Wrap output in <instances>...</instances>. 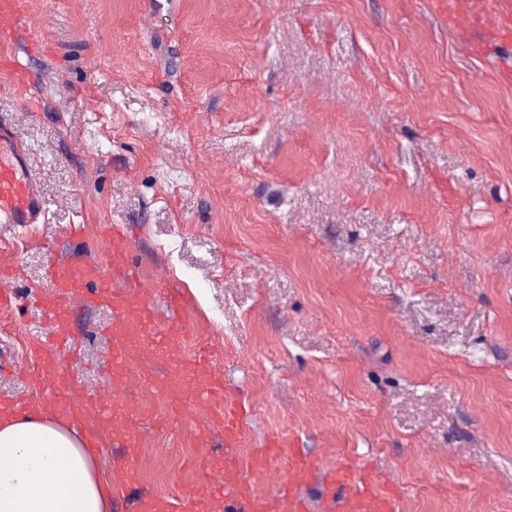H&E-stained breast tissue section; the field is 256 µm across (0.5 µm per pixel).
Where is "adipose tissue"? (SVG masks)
<instances>
[{
	"instance_id": "obj_1",
	"label": "adipose tissue",
	"mask_w": 512,
	"mask_h": 512,
	"mask_svg": "<svg viewBox=\"0 0 512 512\" xmlns=\"http://www.w3.org/2000/svg\"><path fill=\"white\" fill-rule=\"evenodd\" d=\"M111 500L70 421L38 402L0 412V512H111Z\"/></svg>"
}]
</instances>
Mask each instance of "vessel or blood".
I'll return each instance as SVG.
<instances>
[{"instance_id": "b4317fda", "label": "vessel or blood", "mask_w": 512, "mask_h": 512, "mask_svg": "<svg viewBox=\"0 0 512 512\" xmlns=\"http://www.w3.org/2000/svg\"><path fill=\"white\" fill-rule=\"evenodd\" d=\"M436 13L444 21L459 25L469 19L490 22L503 43L512 42V0H435ZM24 0H0V42H11L24 12ZM47 209L46 201L30 175L25 149L16 141L7 123L0 122V224L27 226L39 223ZM131 244L120 231L112 233L109 268L98 265L59 264L50 271L51 290L40 304L58 335H65L73 306H105L112 310L114 352L109 388L106 392L77 395L72 379L59 366L64 343L47 337L29 339L27 347L38 360L36 375L50 390L48 403L64 417H96L89 432L90 442L102 445L115 439L131 448L144 447L143 437L122 427L112 413V401L128 391L131 383L148 386L151 373L140 368L135 358L144 337H154L162 356L172 366L165 389L176 417H191L200 446L197 478L184 490L180 500L144 492L136 500V512H183L192 505L194 512H309L304 493L311 484L321 487L323 512H399V495L384 473L369 462L348 456L337 457L325 466L305 452L292 453L286 476L275 495L260 493L257 481L274 465L278 452L265 448L247 463L231 458L245 437L248 411L231 397L223 382L209 369L206 347L187 352L184 338L189 329L178 313H170L165 323L155 321L148 291L130 264ZM196 379L197 395L192 409H184L183 374ZM224 437L229 456L216 463L209 448L214 433Z\"/></svg>"}]
</instances>
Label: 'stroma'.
I'll return each instance as SVG.
<instances>
[{"label": "stroma", "mask_w": 512, "mask_h": 512, "mask_svg": "<svg viewBox=\"0 0 512 512\" xmlns=\"http://www.w3.org/2000/svg\"><path fill=\"white\" fill-rule=\"evenodd\" d=\"M0 43V116L33 158L43 223L0 227V398H43L27 303L59 260L106 265L110 226L157 300L177 286L211 369L249 407L246 461L292 451L385 471L400 512H512V55L473 56L433 0H25ZM19 57L29 75L5 64ZM78 224L81 237H70ZM106 307L70 314L61 370L106 387ZM155 384L128 393L139 491L179 497L198 444Z\"/></svg>", "instance_id": "stroma-1"}]
</instances>
